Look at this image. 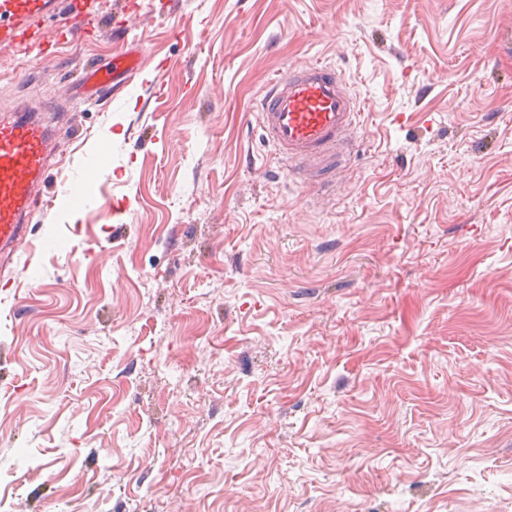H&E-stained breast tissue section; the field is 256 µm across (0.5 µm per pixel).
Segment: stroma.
Wrapping results in <instances>:
<instances>
[{
	"instance_id": "1",
	"label": "stroma",
	"mask_w": 512,
	"mask_h": 512,
	"mask_svg": "<svg viewBox=\"0 0 512 512\" xmlns=\"http://www.w3.org/2000/svg\"><path fill=\"white\" fill-rule=\"evenodd\" d=\"M92 2L0 51L65 135L45 191L109 153L0 266L8 512H512V0ZM312 61L365 106L332 184L255 114ZM89 14L88 12L70 7L61 32V40H68L69 38L83 34L85 32V26L89 22ZM128 54H116L109 68L105 71L100 68L92 69L85 73L84 79L92 82L101 94H117L134 80L140 68V58L129 59ZM104 165H107V158L105 152L102 151L94 166L85 169L61 190L72 206L81 209L87 205L95 194L98 170Z\"/></svg>"
}]
</instances>
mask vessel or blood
Segmentation results:
<instances>
[{
    "instance_id": "vessel-or-blood-1",
    "label": "vessel or blood",
    "mask_w": 512,
    "mask_h": 512,
    "mask_svg": "<svg viewBox=\"0 0 512 512\" xmlns=\"http://www.w3.org/2000/svg\"><path fill=\"white\" fill-rule=\"evenodd\" d=\"M49 0H0V49L26 50L41 42L40 21ZM139 59L116 54L106 69L85 73L100 93L115 94L130 84ZM362 108L336 68L323 63L290 66L263 91L258 102L263 136L279 160L309 177L331 173L336 153L360 124ZM58 130L39 118L0 111V259L9 260L27 244L29 218L42 199L50 161L58 150ZM85 169L62 190L69 203L84 208L95 193L100 166Z\"/></svg>"
}]
</instances>
